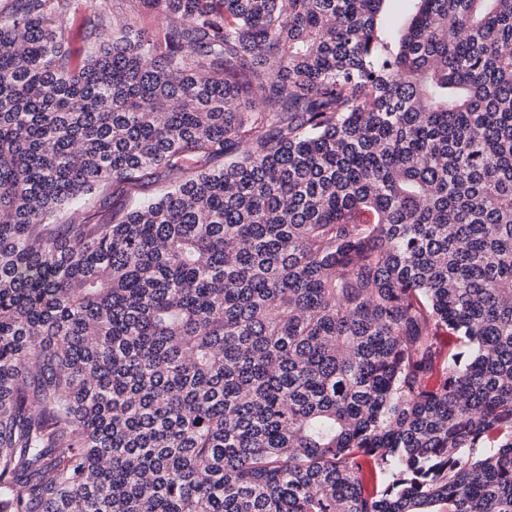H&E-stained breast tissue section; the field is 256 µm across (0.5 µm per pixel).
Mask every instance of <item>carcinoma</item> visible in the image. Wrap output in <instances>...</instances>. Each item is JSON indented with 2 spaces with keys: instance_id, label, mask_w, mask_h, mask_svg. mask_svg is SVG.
I'll return each instance as SVG.
<instances>
[{
  "instance_id": "carcinoma-1",
  "label": "carcinoma",
  "mask_w": 512,
  "mask_h": 512,
  "mask_svg": "<svg viewBox=\"0 0 512 512\" xmlns=\"http://www.w3.org/2000/svg\"><path fill=\"white\" fill-rule=\"evenodd\" d=\"M90 1L0 16V512H512V0H139L74 70ZM127 23H133L138 28L151 29L161 25V17L153 10L142 8L138 1L115 2L113 14L107 18V32L112 36V30H118ZM91 9V7L82 9L67 21L71 38V49L73 51V61L74 65L77 67L83 64L89 50L87 34L90 29V20H93L95 15L91 12ZM140 194H133L129 191H115L112 194V188L108 194L107 200L104 201L102 206L104 205L105 210L112 214H124L126 213L132 206L135 199H137Z\"/></svg>"
}]
</instances>
